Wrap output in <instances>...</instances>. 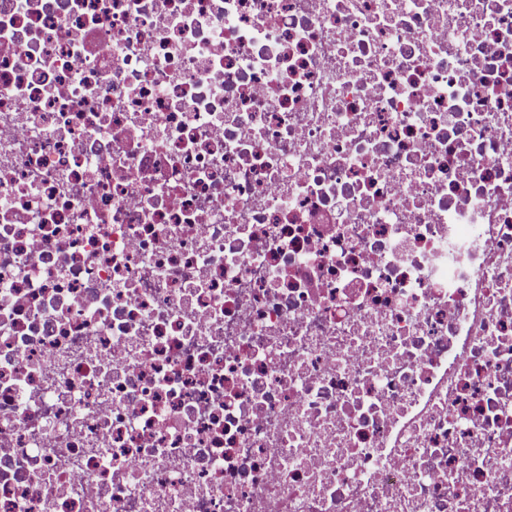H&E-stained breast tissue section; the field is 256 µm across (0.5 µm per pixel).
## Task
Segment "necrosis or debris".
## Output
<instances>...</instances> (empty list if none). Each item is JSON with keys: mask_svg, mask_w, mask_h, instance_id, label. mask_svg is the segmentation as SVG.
<instances>
[{"mask_svg": "<svg viewBox=\"0 0 512 512\" xmlns=\"http://www.w3.org/2000/svg\"><path fill=\"white\" fill-rule=\"evenodd\" d=\"M0 512H512V0H0Z\"/></svg>", "mask_w": 512, "mask_h": 512, "instance_id": "1", "label": "necrosis or debris"}]
</instances>
